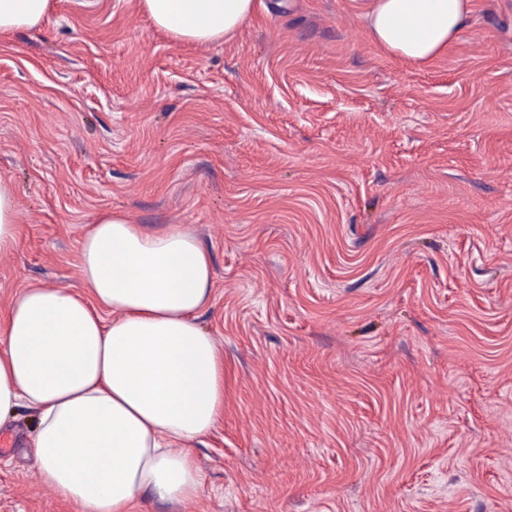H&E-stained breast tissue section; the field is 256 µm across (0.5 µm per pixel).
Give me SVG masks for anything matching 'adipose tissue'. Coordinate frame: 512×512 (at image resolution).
I'll return each mask as SVG.
<instances>
[{"label": "adipose tissue", "mask_w": 512, "mask_h": 512, "mask_svg": "<svg viewBox=\"0 0 512 512\" xmlns=\"http://www.w3.org/2000/svg\"><path fill=\"white\" fill-rule=\"evenodd\" d=\"M174 39L234 33L253 0H140ZM470 0H371L366 20L388 53L425 64L458 37ZM50 0H0V34L38 25ZM18 198L0 176V254L17 244ZM81 283L31 284L0 324V429L31 411L42 481L82 512H128L140 492L197 495L191 446L224 412V357L197 318L214 282L211 255L187 228L156 230L96 214L81 238Z\"/></svg>", "instance_id": "adipose-tissue-1"}]
</instances>
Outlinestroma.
Returning a JSON list of instances; mask_svg holds the SVG:
<instances>
[{
  "label": "stroma",
  "instance_id": "1",
  "mask_svg": "<svg viewBox=\"0 0 512 512\" xmlns=\"http://www.w3.org/2000/svg\"><path fill=\"white\" fill-rule=\"evenodd\" d=\"M369 0H254L174 41L140 0H51L0 35V176L21 287L80 284L91 218L209 249L224 414L199 495L130 512H512V0L415 65ZM0 430V512H78ZM18 198L11 179L0 176V254L17 244Z\"/></svg>",
  "mask_w": 512,
  "mask_h": 512
}]
</instances>
